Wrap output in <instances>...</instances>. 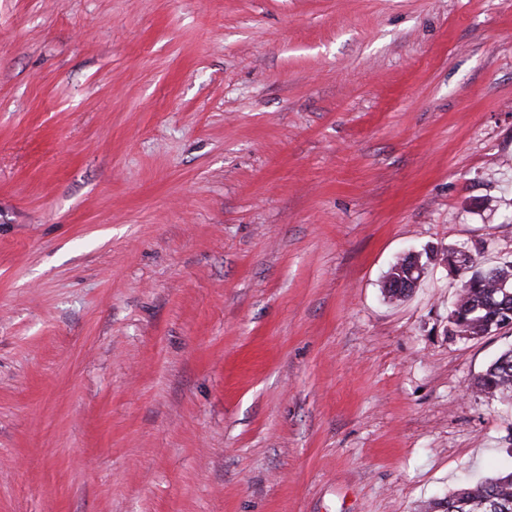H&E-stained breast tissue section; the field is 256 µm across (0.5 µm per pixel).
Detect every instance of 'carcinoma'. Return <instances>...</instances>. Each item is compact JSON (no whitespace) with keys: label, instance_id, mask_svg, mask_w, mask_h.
I'll return each instance as SVG.
<instances>
[{"label":"carcinoma","instance_id":"carcinoma-1","mask_svg":"<svg viewBox=\"0 0 512 512\" xmlns=\"http://www.w3.org/2000/svg\"><path fill=\"white\" fill-rule=\"evenodd\" d=\"M435 251L403 256L391 266L382 293L391 303L404 301L412 284L420 278ZM448 256L459 257L466 273L448 315L450 332L474 338L512 327V261L484 266L480 248H449ZM473 391L502 401H512V346L503 350L471 384ZM424 512H512V468L475 483H466L443 498L431 500Z\"/></svg>","mask_w":512,"mask_h":512}]
</instances>
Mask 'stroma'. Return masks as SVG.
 Wrapping results in <instances>:
<instances>
[{
	"label": "stroma",
	"instance_id": "stroma-1",
	"mask_svg": "<svg viewBox=\"0 0 512 512\" xmlns=\"http://www.w3.org/2000/svg\"><path fill=\"white\" fill-rule=\"evenodd\" d=\"M512 260V0H0V512H420L512 466L448 331ZM436 252L424 249L425 256H423V253H417L416 255L399 257L385 276L382 287L384 298L391 303L403 302L410 295L413 289L412 284L416 281V286L422 278V276L420 278L417 270L422 269L424 271L426 266L431 264L430 260H433Z\"/></svg>",
	"mask_w": 512,
	"mask_h": 512
}]
</instances>
